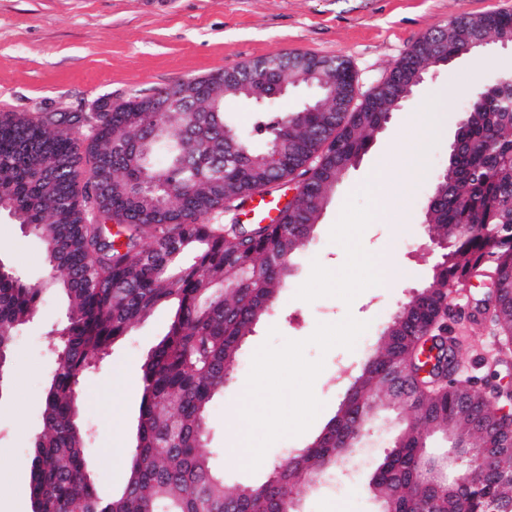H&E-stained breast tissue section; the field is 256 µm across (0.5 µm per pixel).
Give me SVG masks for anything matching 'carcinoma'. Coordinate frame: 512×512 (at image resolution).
<instances>
[{
    "label": "carcinoma",
    "mask_w": 512,
    "mask_h": 512,
    "mask_svg": "<svg viewBox=\"0 0 512 512\" xmlns=\"http://www.w3.org/2000/svg\"><path fill=\"white\" fill-rule=\"evenodd\" d=\"M471 26L486 36L512 31V13L456 18L420 37L390 69L388 84L409 69L428 41L452 58L456 31ZM309 69L338 79L346 101L314 112L258 110V134L274 131L293 148L270 172L253 159L243 134L228 150L227 97L216 83L253 82L269 72L288 79L292 58H261L194 78L196 96L166 104L163 97H100L89 112L0 113V193L5 211L43 242L47 279L28 282L0 262V358H9L17 332L33 319L46 290L63 291L69 307L50 332L59 366L44 395L42 425L32 442L31 512H283L324 470L336 466L348 436L364 428L378 406L410 411L394 448L377 467L369 490L381 512H483L495 499L512 508V416L467 380L447 378L446 356L456 347L429 336L452 288L476 279L490 282L479 314H487L504 338L512 337V87L490 95L473 92V108L458 130L464 148L454 156L456 178L433 183L430 225L448 240V258L433 270L427 290L401 307L382 332V344L350 383L336 416L308 447L267 464L269 475L228 490L200 450L206 413L224 391L245 338L290 277V263L309 243L314 213L324 200L336 156L360 157L369 130L384 113L356 99L347 62L304 56ZM297 194L277 221L226 227L210 222L217 212H237L256 196L288 184ZM117 232H112V227ZM193 263L182 262L185 253ZM172 307L167 334L143 365V396L129 475L122 489L102 495L96 459L86 443L77 387L84 372L108 356L112 344L158 305ZM431 343L434 363L423 347ZM485 409L490 427L471 426L464 403ZM428 434L452 439L460 452L500 448L497 467L480 454L469 457L470 485L441 496L428 485L421 449Z\"/></svg>",
    "instance_id": "obj_1"
}]
</instances>
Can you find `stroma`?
Here are the masks:
<instances>
[{"label":"stroma","mask_w":512,"mask_h":512,"mask_svg":"<svg viewBox=\"0 0 512 512\" xmlns=\"http://www.w3.org/2000/svg\"><path fill=\"white\" fill-rule=\"evenodd\" d=\"M512 11V0H0V113L81 112L104 95L121 100L150 95L265 57L313 54L348 61L357 94L382 82L391 67L428 31L449 20ZM512 72V50L488 43L478 56H463L450 69L431 74L377 133L367 152L350 168L331 195L306 251L293 261L288 285L268 316L246 340L231 382L209 409L206 451L233 488L263 481L266 470L237 469L223 457L224 440L234 427L228 406L244 389L255 350L264 342L303 340L320 323L353 316L368 322L354 349L335 347L305 351L323 359L314 383L323 408L302 435L284 437L267 451L275 460L309 446L335 416L348 388L337 382L340 364L359 370L393 314L427 284L440 251L425 223L434 178L448 164L449 146L470 97L447 95L449 82L484 87L497 75ZM435 110L431 126L418 132L423 140L425 171L405 189L388 194L361 236L363 248L384 255L404 279L386 288L371 287L345 304L336 297L313 302L297 299L312 263L340 269L344 248L330 239V230L348 196L358 191L369 171L390 146L412 135L405 123L423 106ZM0 261L22 268L27 280L46 277L43 246L8 214H0ZM484 291L478 282L451 292L448 334L459 352L455 378L472 380L484 389L489 370L512 375V356L497 361L500 336L495 326H476ZM66 311L64 297L44 294L35 319L15 338L11 367L0 383V512H30L28 472L15 462H29L31 441L41 429L45 388L58 367L48 347V331ZM169 307H160L113 344L109 357L89 370L79 393L88 446L98 459L95 481L103 494L119 491L135 446L142 400V365L151 348L168 330ZM277 336H269L270 328ZM402 429L395 413L382 410L364 429L355 449L324 482L301 496L302 512H378L367 485Z\"/></svg>","instance_id":"1"}]
</instances>
